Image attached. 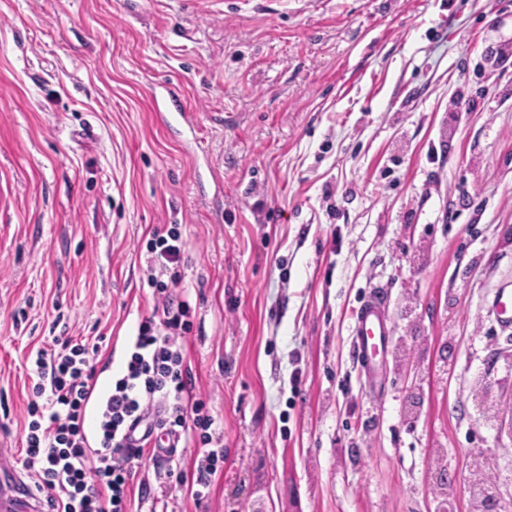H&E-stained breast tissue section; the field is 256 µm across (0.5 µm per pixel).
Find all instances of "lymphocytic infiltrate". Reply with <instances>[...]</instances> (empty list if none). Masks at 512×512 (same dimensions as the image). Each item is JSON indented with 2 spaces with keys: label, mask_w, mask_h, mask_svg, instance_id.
<instances>
[{
  "label": "lymphocytic infiltrate",
  "mask_w": 512,
  "mask_h": 512,
  "mask_svg": "<svg viewBox=\"0 0 512 512\" xmlns=\"http://www.w3.org/2000/svg\"><path fill=\"white\" fill-rule=\"evenodd\" d=\"M184 251L177 225L154 229L147 264L156 306L140 322L125 368L100 409L97 447H89L84 429L95 386L88 346L67 338L56 348L37 351L22 465L36 476L53 512H132L133 498L152 493L148 482L136 479L135 463L146 456L160 485L178 486L199 501L223 463L224 444L210 431L213 419L187 365L183 339L192 328L190 305L169 290L178 280ZM139 425L195 449L190 467H174L171 448L126 446L127 429Z\"/></svg>",
  "instance_id": "f902f5d3"
}]
</instances>
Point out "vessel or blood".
I'll return each mask as SVG.
<instances>
[{"label":"vessel or blood","mask_w":512,"mask_h":512,"mask_svg":"<svg viewBox=\"0 0 512 512\" xmlns=\"http://www.w3.org/2000/svg\"><path fill=\"white\" fill-rule=\"evenodd\" d=\"M386 300L383 294H375L353 314L352 334L355 347L362 359L363 368L371 376L380 373V358L389 345L390 330L384 319ZM496 321L512 327V291L497 293L491 303ZM112 388L111 380H101L95 386L86 412L87 438L97 442L99 438V407Z\"/></svg>","instance_id":"b4317fda"}]
</instances>
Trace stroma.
Returning <instances> with one entry per match:
<instances>
[{
	"label": "stroma",
	"mask_w": 512,
	"mask_h": 512,
	"mask_svg": "<svg viewBox=\"0 0 512 512\" xmlns=\"http://www.w3.org/2000/svg\"><path fill=\"white\" fill-rule=\"evenodd\" d=\"M160 224L224 464L145 512H473L479 454L512 502V0H0V490L30 357L121 371ZM491 313L496 321L506 327H512V290L497 293L491 303ZM386 299L381 293L373 295L353 314L352 334L366 373L377 378L380 357L389 345L390 330L384 319Z\"/></svg>",
	"instance_id": "1"
}]
</instances>
